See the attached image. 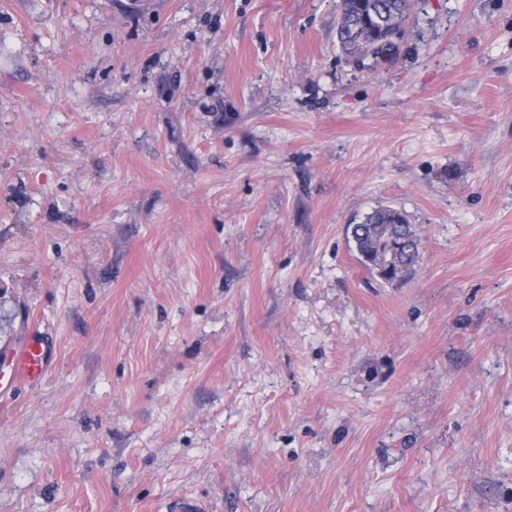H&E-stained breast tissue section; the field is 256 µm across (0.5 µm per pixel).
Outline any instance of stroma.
<instances>
[{
  "label": "stroma",
  "instance_id": "obj_1",
  "mask_svg": "<svg viewBox=\"0 0 512 512\" xmlns=\"http://www.w3.org/2000/svg\"><path fill=\"white\" fill-rule=\"evenodd\" d=\"M338 4L0 0V512H512V0ZM409 7L408 0H341L337 39L342 51L352 46L367 54L371 44L389 32L378 24L377 18L395 21L400 31L408 18ZM365 219L368 224H401L393 229L396 234L408 237L402 251V273L405 279L420 260L422 243L417 231L401 211L389 207L376 209ZM12 368L9 374H0V396L11 393L18 385L32 386L41 381L49 365V350L38 336H26L10 347Z\"/></svg>",
  "mask_w": 512,
  "mask_h": 512
}]
</instances>
